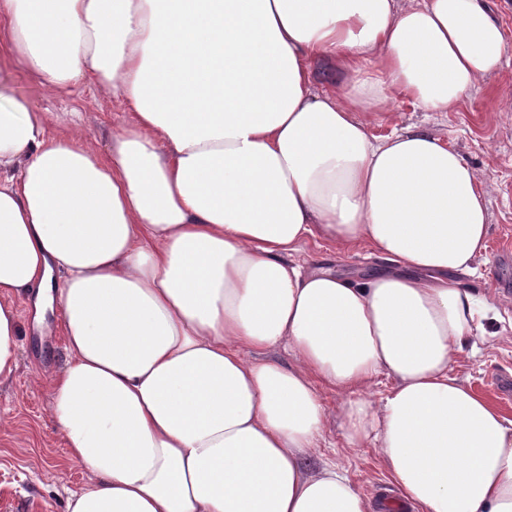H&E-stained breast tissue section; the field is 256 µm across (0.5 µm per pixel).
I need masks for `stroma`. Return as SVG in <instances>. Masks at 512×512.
Segmentation results:
<instances>
[{
	"label": "stroma",
	"instance_id": "1",
	"mask_svg": "<svg viewBox=\"0 0 512 512\" xmlns=\"http://www.w3.org/2000/svg\"><path fill=\"white\" fill-rule=\"evenodd\" d=\"M0 80L37 111L83 113L90 135L102 143L129 119L120 98L85 85L60 95L20 66L1 64ZM368 122L378 137L407 126L427 128L455 146L486 181L488 249L478 261L477 273L465 277L464 284L479 296L504 297L508 303L500 308L501 320L485 322L490 339L483 343L481 356H460L453 372L512 419V399L502 398L495 388L496 380L512 379V65L487 77L455 111L426 112L400 97L390 113L369 116ZM295 258L332 268L354 283L387 265L364 242L339 251L311 239ZM15 306L21 323L18 367L12 379L0 385V512H65L67 493L82 486L84 474L70 460L46 413L45 379L65 358L61 314H47L40 326L32 300L16 301ZM325 445L326 456L342 461L359 493L374 502L385 495L399 499L398 487L372 448L349 447L336 425L327 433Z\"/></svg>",
	"mask_w": 512,
	"mask_h": 512
}]
</instances>
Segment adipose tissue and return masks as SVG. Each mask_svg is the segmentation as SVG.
Masks as SVG:
<instances>
[{
    "label": "adipose tissue",
    "mask_w": 512,
    "mask_h": 512,
    "mask_svg": "<svg viewBox=\"0 0 512 512\" xmlns=\"http://www.w3.org/2000/svg\"><path fill=\"white\" fill-rule=\"evenodd\" d=\"M1 29L41 85L131 115L103 147L0 82V384L15 300L61 307L67 512H372L319 451L333 421L398 512H512V419L453 372L479 353L454 275L486 252L482 176L365 119L454 111L501 70L512 31L483 0H0ZM311 238L391 266L351 283L295 260Z\"/></svg>",
    "instance_id": "1"
}]
</instances>
